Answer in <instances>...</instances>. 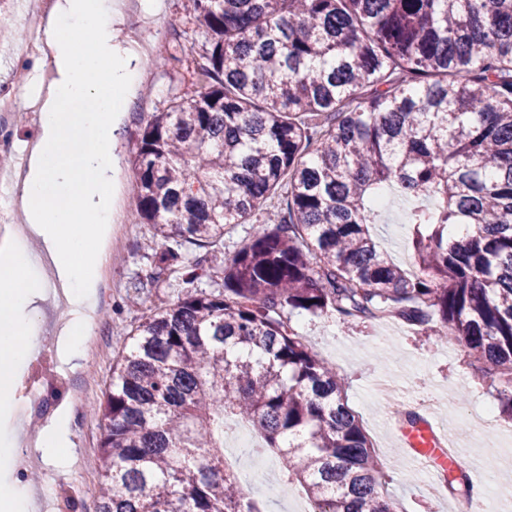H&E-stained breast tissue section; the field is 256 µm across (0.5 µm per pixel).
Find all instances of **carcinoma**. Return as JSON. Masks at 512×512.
Segmentation results:
<instances>
[{"label": "carcinoma", "mask_w": 512, "mask_h": 512, "mask_svg": "<svg viewBox=\"0 0 512 512\" xmlns=\"http://www.w3.org/2000/svg\"><path fill=\"white\" fill-rule=\"evenodd\" d=\"M197 50L166 61L194 95L154 112L133 156L139 223L185 285L231 224L280 194L273 225L209 293L150 312L98 409L96 512H268L224 459L248 423L316 512H398L344 381L295 314L436 324L512 413V0H186ZM416 270L374 240L384 191ZM209 257L184 262L182 248ZM473 485L450 469L448 490Z\"/></svg>", "instance_id": "cac0c4a2"}]
</instances>
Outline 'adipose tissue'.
Returning <instances> with one entry per match:
<instances>
[{"label": "adipose tissue", "mask_w": 512, "mask_h": 512, "mask_svg": "<svg viewBox=\"0 0 512 512\" xmlns=\"http://www.w3.org/2000/svg\"><path fill=\"white\" fill-rule=\"evenodd\" d=\"M114 0H56L41 22L53 78L41 100L40 135L20 190L10 202L66 288L69 309L57 343L72 367L85 358L95 312L92 266L112 222L113 144L142 74L141 59L116 44ZM30 251L0 249V417L11 415L12 388L34 357L42 316L40 281L26 277ZM19 448L0 436V512H28L12 479Z\"/></svg>", "instance_id": "ef3b65f1"}]
</instances>
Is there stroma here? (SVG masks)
Segmentation results:
<instances>
[{"instance_id":"35a3bbf8","label":"stroma","mask_w":512,"mask_h":512,"mask_svg":"<svg viewBox=\"0 0 512 512\" xmlns=\"http://www.w3.org/2000/svg\"><path fill=\"white\" fill-rule=\"evenodd\" d=\"M120 2L122 18L116 26L119 44L136 52H142V45H157L154 53H142L151 82L137 87L134 98L140 109L124 112L114 142V153L129 184L134 178L129 159L139 128L150 113L161 111L171 98L184 96L186 91L182 69L159 62L171 49L168 23L181 11L182 0ZM52 77L50 67L44 66L39 57L8 56L0 62V88L17 91L18 110L28 116L25 123L13 125V144L36 142L40 130L39 91ZM407 208L404 198L395 199L375 230L380 247L405 267L413 264L409 231L401 220ZM165 247V241L154 236L149 225L130 217L124 259L112 271L108 292L97 299L100 354L68 373L71 383L87 390L86 401L75 412L66 390L46 394L56 413L69 417L71 439L82 450L76 467L83 472H90L89 461L97 453L102 436L100 420L93 410L103 399L112 364L127 344L129 332L151 310L172 306L183 294L182 288L171 286L169 279L158 272V256ZM292 325L320 359L344 376L345 395L381 460L383 491L400 502L403 512H456L462 502L460 496L448 490H433L430 470L414 464L398 439L403 410L411 409L414 398L426 392L441 396L432 422L439 433L453 441L454 454L466 463L470 474L496 473L498 486L485 489L488 512H512V506L499 492L500 487L512 486V420L501 413L489 376L471 365L454 343L439 342L432 332L413 329L398 320L346 325L333 315L304 314L293 318ZM383 378L398 387V403L379 399L376 384ZM71 469L38 457L30 466L31 477L19 475L15 482L32 495L49 493L51 483H59L60 495L52 499L46 512H95V495L86 494L80 483L70 481Z\"/></svg>"}]
</instances>
